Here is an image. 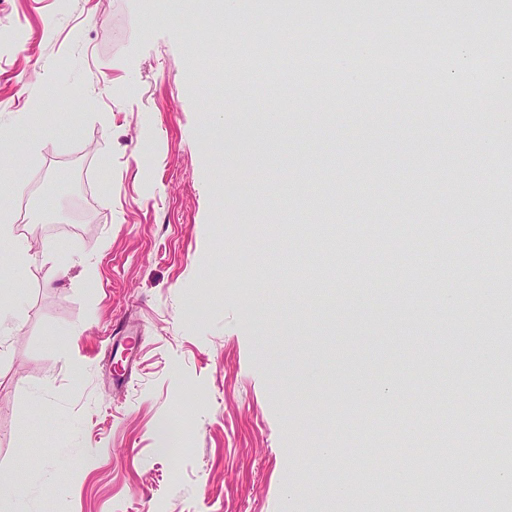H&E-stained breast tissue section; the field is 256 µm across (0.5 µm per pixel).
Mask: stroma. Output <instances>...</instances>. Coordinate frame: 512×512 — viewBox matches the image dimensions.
<instances>
[{"label":"stroma","mask_w":512,"mask_h":512,"mask_svg":"<svg viewBox=\"0 0 512 512\" xmlns=\"http://www.w3.org/2000/svg\"><path fill=\"white\" fill-rule=\"evenodd\" d=\"M210 12L0 0V140L22 160L0 179L20 176L4 204L36 254L20 280L0 260V294L24 301L0 344V470L26 491L0 512H333L314 484L357 470L392 497L349 494L351 512H417L405 459L445 447L459 490L441 512H463L460 489L480 474L462 448L512 447L506 425L453 437L435 422L440 398L453 419L507 397L505 302L458 330L473 287L501 284L503 250L482 230L512 198L504 153L465 145L496 140L512 110L466 49L507 53L483 34L512 29V9L467 0L448 13L464 38L430 41L443 59L414 79L433 93L403 115L362 62L384 38L376 16L431 26L424 0H293L284 16L241 0L218 36ZM268 25L289 26L292 44L259 66L247 51ZM298 52L328 82L296 74ZM463 181L484 187L465 214L452 205ZM78 200L90 218L72 231ZM436 224L452 231L446 247ZM490 336L497 356L474 367ZM168 420L188 423L186 448H160Z\"/></svg>","instance_id":"35a3bbf8"}]
</instances>
